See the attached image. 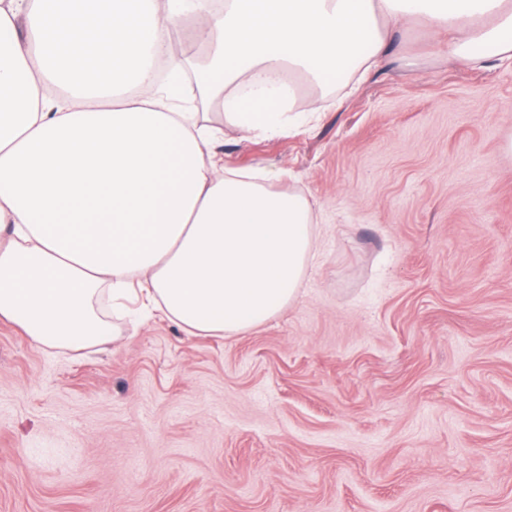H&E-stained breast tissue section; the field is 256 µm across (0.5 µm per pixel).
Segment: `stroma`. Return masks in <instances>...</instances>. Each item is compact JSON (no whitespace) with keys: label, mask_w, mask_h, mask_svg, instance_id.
<instances>
[{"label":"stroma","mask_w":512,"mask_h":512,"mask_svg":"<svg viewBox=\"0 0 512 512\" xmlns=\"http://www.w3.org/2000/svg\"><path fill=\"white\" fill-rule=\"evenodd\" d=\"M226 167L316 203L299 297L243 336L86 349L0 319V512H512V62L402 54Z\"/></svg>","instance_id":"stroma-1"}]
</instances>
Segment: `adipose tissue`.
I'll use <instances>...</instances> for the list:
<instances>
[{
    "mask_svg": "<svg viewBox=\"0 0 512 512\" xmlns=\"http://www.w3.org/2000/svg\"><path fill=\"white\" fill-rule=\"evenodd\" d=\"M212 51L185 104L172 31ZM423 22L448 59H512V0H0V318L53 348L104 345L141 302L199 336H240L299 296L314 206L280 170L226 168L224 126L280 136ZM62 94L50 96L52 86Z\"/></svg>",
    "mask_w": 512,
    "mask_h": 512,
    "instance_id": "1",
    "label": "adipose tissue"
}]
</instances>
